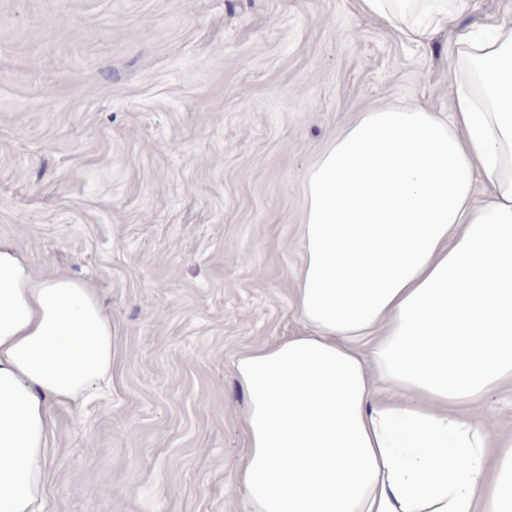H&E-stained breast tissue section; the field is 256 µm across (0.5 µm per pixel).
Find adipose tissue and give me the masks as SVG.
Segmentation results:
<instances>
[{"mask_svg":"<svg viewBox=\"0 0 512 512\" xmlns=\"http://www.w3.org/2000/svg\"><path fill=\"white\" fill-rule=\"evenodd\" d=\"M362 6L425 48L472 0ZM452 76L448 115L366 112L306 176L307 330L235 363L245 512H512V435L458 411L512 377V9ZM114 352L96 289L0 242V512H46L54 411L108 398Z\"/></svg>","mask_w":512,"mask_h":512,"instance_id":"1","label":"adipose tissue"}]
</instances>
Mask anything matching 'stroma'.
<instances>
[{
  "instance_id": "35a3bbf8",
  "label": "stroma",
  "mask_w": 512,
  "mask_h": 512,
  "mask_svg": "<svg viewBox=\"0 0 512 512\" xmlns=\"http://www.w3.org/2000/svg\"><path fill=\"white\" fill-rule=\"evenodd\" d=\"M427 49L358 0H0V241L89 281L112 395L60 408L48 512H244L234 363L297 334L305 178L362 113L451 112ZM512 433V379L461 406Z\"/></svg>"
}]
</instances>
